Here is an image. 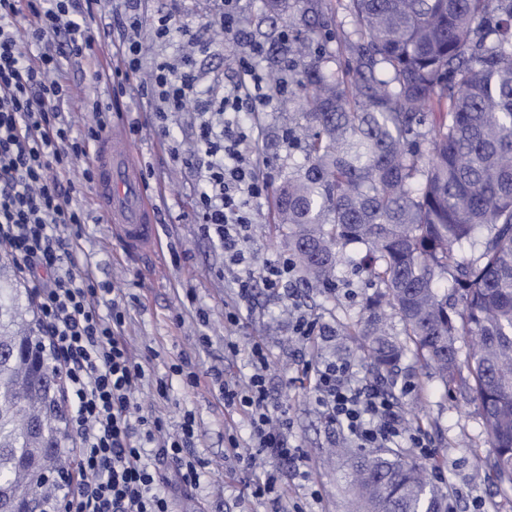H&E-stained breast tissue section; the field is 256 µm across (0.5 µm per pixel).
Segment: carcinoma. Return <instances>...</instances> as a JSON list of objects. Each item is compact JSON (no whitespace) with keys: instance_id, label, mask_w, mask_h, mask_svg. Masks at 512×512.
I'll return each mask as SVG.
<instances>
[{"instance_id":"cac0c4a2","label":"carcinoma","mask_w":512,"mask_h":512,"mask_svg":"<svg viewBox=\"0 0 512 512\" xmlns=\"http://www.w3.org/2000/svg\"><path fill=\"white\" fill-rule=\"evenodd\" d=\"M342 9L349 30L327 0H263L271 89L288 85V149L303 152L274 191L275 226L323 284L349 246L365 247L358 266L381 289L347 334L379 376L412 351L444 386L464 385L490 447L482 466L512 487V0ZM283 22L291 34L277 31ZM385 305L403 336L382 320ZM58 377L30 292L3 260L0 512L22 501L39 512L62 490L44 479L71 453ZM441 464L393 449L352 455L356 512H452L429 476Z\"/></svg>"}]
</instances>
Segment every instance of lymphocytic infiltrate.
<instances>
[{"label": "lymphocytic infiltrate", "mask_w": 512, "mask_h": 512, "mask_svg": "<svg viewBox=\"0 0 512 512\" xmlns=\"http://www.w3.org/2000/svg\"><path fill=\"white\" fill-rule=\"evenodd\" d=\"M122 39L116 47L123 66L108 74L112 91L126 92L131 74L141 66L142 21L138 0H121ZM102 0H0V246L14 255L33 289L40 311V333L65 379L68 430L78 450L77 485L69 492V512H173L166 491L168 461L181 486L199 487L204 459L193 451V413H185L178 434H170L162 414L143 412L134 398L146 367L124 331L125 312L109 288L81 263L79 228L86 217L73 203L76 188L62 175L76 160L89 157L110 128V118L76 133L61 118L60 105L70 89L58 77V58H95L102 34L88 22ZM262 45L235 57L246 70L248 91L234 86L203 111L224 114L222 129L202 123L196 151L207 158L203 184L195 199L202 230L224 248L242 270L241 300L255 281L277 291L285 270L267 263L254 268L246 255L250 204L268 187L246 149L248 133L237 120L243 110L266 107L272 93L254 66ZM155 104L158 124L184 111L197 92L192 64L156 65L149 81L137 87ZM254 372L246 383L210 374L225 406L243 411L257 448L272 459L297 462L310 478L307 459L288 434L287 421L269 416L267 353L261 343L250 349ZM315 402L331 424L359 448H422L421 430L408 429L401 408L386 392L355 380L344 359L325 360L309 370Z\"/></svg>", "instance_id": "1"}]
</instances>
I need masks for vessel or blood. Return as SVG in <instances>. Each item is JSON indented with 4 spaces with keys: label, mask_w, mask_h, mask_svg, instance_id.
I'll return each mask as SVG.
<instances>
[{
    "label": "vessel or blood",
    "mask_w": 512,
    "mask_h": 512,
    "mask_svg": "<svg viewBox=\"0 0 512 512\" xmlns=\"http://www.w3.org/2000/svg\"><path fill=\"white\" fill-rule=\"evenodd\" d=\"M96 200L110 217L112 233L124 253L158 247L154 205L140 187L131 146L120 132H113L96 146L91 159Z\"/></svg>",
    "instance_id": "b4317fda"
}]
</instances>
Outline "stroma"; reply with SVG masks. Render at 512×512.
Returning a JSON list of instances; mask_svg holds the SVG:
<instances>
[{"label":"stroma","instance_id":"35a3bbf8","mask_svg":"<svg viewBox=\"0 0 512 512\" xmlns=\"http://www.w3.org/2000/svg\"><path fill=\"white\" fill-rule=\"evenodd\" d=\"M223 7L222 0H140L144 69L152 70L158 62L178 63L182 54L191 53L200 89L210 97H222L225 85L238 78L225 59V38L214 22ZM111 9L114 26L97 57L62 61V75L70 85L62 117L77 132L95 123L96 104H111L112 126L126 134L143 189L154 203L161 251L125 254L106 215L94 203L92 185L83 180L85 161H78L69 177L78 188L73 202L87 219L82 257L97 281L117 294L127 311L124 334L150 361V380L138 390L143 409L161 410L173 432L185 412H193L198 422L194 446L208 466L198 489L186 491L172 483L176 512H272L268 500L250 493L255 480L269 470L276 472L280 487L305 512H350L345 460L332 453L345 439L315 405L303 369L305 363L327 358L349 360L360 380L391 390L404 416L416 417L434 455L444 460L436 481L456 512H468L476 496L486 499L492 512H512V489L475 472L476 457L487 455L489 448L479 410L468 394L446 391L433 370L411 354L400 362L393 380L377 381L357 344L344 336L346 327L364 317L367 298L379 289L377 281L355 264L343 263L328 288L307 281L297 269L291 276V296L269 292L258 282L250 300L239 301L238 268L225 263L221 245L204 235L194 208L200 112L189 108L171 114L167 131L162 132L152 102L135 93L112 97L107 84L95 78L103 64L120 65L114 49L122 34L120 0H113ZM167 14L176 16L181 26L161 43L153 38L151 27ZM288 112L277 99L264 111L245 116L250 145L262 159L261 173L273 188L283 180L289 161L302 159L300 153H289L284 140ZM270 205L267 195L251 205L247 246L259 266L288 254L271 225ZM234 310L239 321L233 325L225 314ZM298 313L319 322L322 335L317 342L292 337L290 324ZM257 341L264 344L269 358L271 416L290 419L293 438L310 463L319 500L308 497L293 463L256 454L242 413L225 407L218 389L205 378L214 368L238 377L250 374L247 352ZM231 342L238 347L237 355L228 353ZM192 372L200 378L198 385L189 383ZM159 378L169 387L164 400L153 396L152 382ZM232 436L237 437L241 454L252 457L250 470L226 456L225 445Z\"/></svg>","mask_w":512,"mask_h":512}]
</instances>
